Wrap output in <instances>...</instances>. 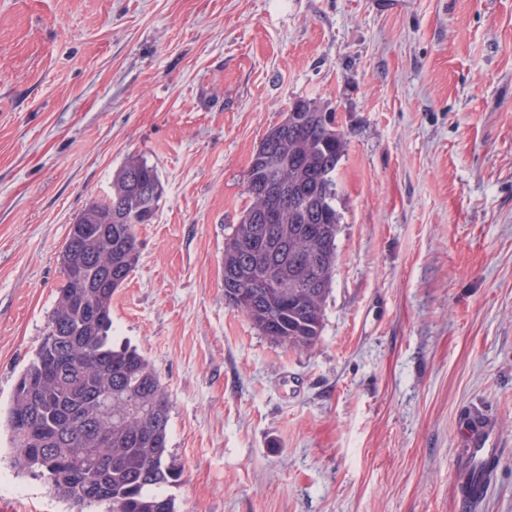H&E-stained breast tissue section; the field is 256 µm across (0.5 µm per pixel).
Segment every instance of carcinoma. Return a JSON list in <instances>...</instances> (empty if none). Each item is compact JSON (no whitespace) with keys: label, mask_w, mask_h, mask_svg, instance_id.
Returning a JSON list of instances; mask_svg holds the SVG:
<instances>
[{"label":"carcinoma","mask_w":512,"mask_h":512,"mask_svg":"<svg viewBox=\"0 0 512 512\" xmlns=\"http://www.w3.org/2000/svg\"><path fill=\"white\" fill-rule=\"evenodd\" d=\"M298 125L262 138L288 162L292 207L279 224L234 225L224 243L230 306L274 343L315 348L336 265V168L345 142L326 112L304 101ZM252 155L246 187L266 176ZM153 184L147 203L129 177ZM163 189L155 167L132 157L116 173L112 201L96 202L93 233L72 224L58 254L62 283L33 359L17 378L6 416L16 474L46 479L75 512H176L168 489L183 472L170 461V400L152 363L112 345V294L139 262L137 225L152 223ZM121 220H108L111 212Z\"/></svg>","instance_id":"carcinoma-1"}]
</instances>
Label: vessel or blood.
I'll use <instances>...</instances> for the list:
<instances>
[{"mask_svg": "<svg viewBox=\"0 0 512 512\" xmlns=\"http://www.w3.org/2000/svg\"><path fill=\"white\" fill-rule=\"evenodd\" d=\"M463 436L470 443L472 459L461 465L458 488L461 502L472 512L486 492V485L478 468L481 463L495 458L500 448L495 432L477 422L468 425Z\"/></svg>", "mask_w": 512, "mask_h": 512, "instance_id": "b4317fda", "label": "vessel or blood"}]
</instances>
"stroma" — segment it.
<instances>
[{
	"label": "stroma",
	"instance_id": "obj_1",
	"mask_svg": "<svg viewBox=\"0 0 512 512\" xmlns=\"http://www.w3.org/2000/svg\"><path fill=\"white\" fill-rule=\"evenodd\" d=\"M335 112L336 267L320 339L224 297L245 173L289 104ZM163 196L112 341L171 405L177 512H462L467 415L512 512V0H0V406L39 344L76 214L129 157ZM0 512H69L10 468Z\"/></svg>",
	"mask_w": 512,
	"mask_h": 512
}]
</instances>
